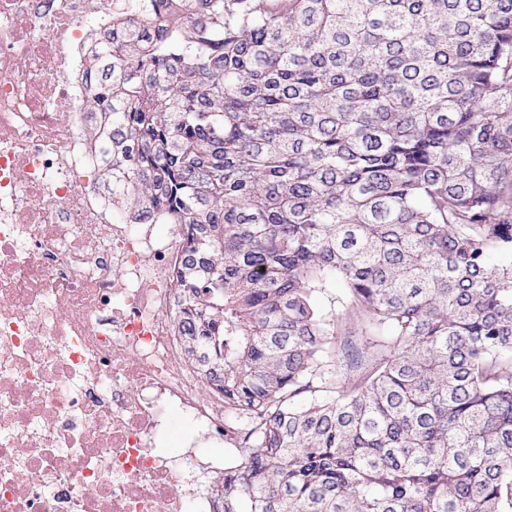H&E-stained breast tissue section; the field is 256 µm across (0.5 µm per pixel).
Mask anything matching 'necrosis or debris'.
Listing matches in <instances>:
<instances>
[{
  "instance_id": "4bbe7bcc",
  "label": "necrosis or debris",
  "mask_w": 512,
  "mask_h": 512,
  "mask_svg": "<svg viewBox=\"0 0 512 512\" xmlns=\"http://www.w3.org/2000/svg\"><path fill=\"white\" fill-rule=\"evenodd\" d=\"M111 19L0 0V512H213L240 450L172 316L184 225L131 223L100 187L86 70Z\"/></svg>"
}]
</instances>
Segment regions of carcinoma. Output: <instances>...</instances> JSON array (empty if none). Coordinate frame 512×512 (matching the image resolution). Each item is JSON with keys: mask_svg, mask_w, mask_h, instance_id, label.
Wrapping results in <instances>:
<instances>
[{"mask_svg": "<svg viewBox=\"0 0 512 512\" xmlns=\"http://www.w3.org/2000/svg\"><path fill=\"white\" fill-rule=\"evenodd\" d=\"M87 74L101 183L186 225L174 319L255 420L222 512H512V0H160Z\"/></svg>", "mask_w": 512, "mask_h": 512, "instance_id": "obj_1", "label": "carcinoma"}]
</instances>
